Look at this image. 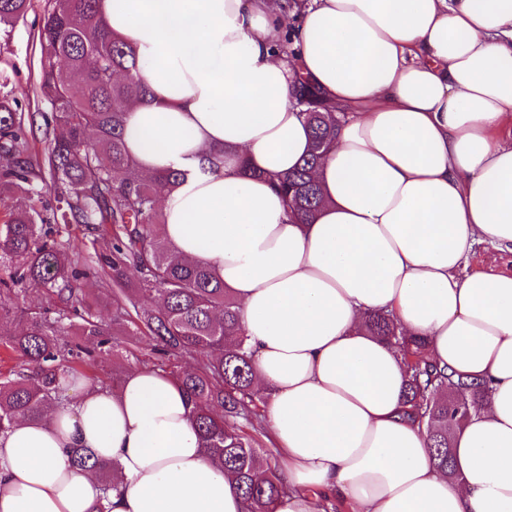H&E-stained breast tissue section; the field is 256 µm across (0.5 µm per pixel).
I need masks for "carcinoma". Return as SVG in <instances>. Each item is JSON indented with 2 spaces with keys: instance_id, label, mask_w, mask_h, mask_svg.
Returning <instances> with one entry per match:
<instances>
[{
  "instance_id": "1",
  "label": "carcinoma",
  "mask_w": 512,
  "mask_h": 512,
  "mask_svg": "<svg viewBox=\"0 0 512 512\" xmlns=\"http://www.w3.org/2000/svg\"><path fill=\"white\" fill-rule=\"evenodd\" d=\"M30 2L0 0V25L23 17ZM39 47V96L52 106V114L42 118L45 126L56 127L42 159L26 153L36 115L19 111L18 101L0 92V203L23 200L0 224V321L29 287L59 310L52 317L38 302L24 309L27 325L0 331L32 369L29 376L0 377V432L20 416L42 418L61 399L57 378L72 371V363L93 369L119 347L118 337L137 336L168 364L192 405L206 456L235 483L247 512H271L288 487L274 454L259 453L256 437L239 425L261 418V398L252 388V354L237 304L210 269L181 258L161 232L160 195L173 191L185 173L146 177L126 152V108L146 95L136 55L108 32L96 0H47ZM295 105L311 129V148L296 169L275 178V186L289 199L291 216L310 221L323 205L315 172L347 114L327 109L305 80L299 81ZM59 224H108L112 241L97 250L96 264H82L54 238ZM101 270L112 276L115 331L99 327L83 287ZM144 299L154 306H143ZM70 313L80 319L82 335L95 342L67 348L55 342ZM364 326L399 349L408 373L405 414L426 425L436 467L454 478L453 437L482 390L432 362L424 340L400 330L390 315L371 312ZM70 461L96 469L104 484L111 483L114 468L88 449H73Z\"/></svg>"
}]
</instances>
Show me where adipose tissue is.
<instances>
[{
	"mask_svg": "<svg viewBox=\"0 0 512 512\" xmlns=\"http://www.w3.org/2000/svg\"><path fill=\"white\" fill-rule=\"evenodd\" d=\"M99 11L150 89L128 108L129 157L188 172L161 201L163 237L239 306L288 486L273 512H512V274L459 272L477 244L512 252V0H307L288 60L272 0ZM300 75L347 115L311 224L273 184L310 145ZM370 312L487 384L456 479L404 419L402 356L366 333ZM59 382L42 419L0 433V512H244L168 374ZM75 448L112 461L118 490L71 468Z\"/></svg>",
	"mask_w": 512,
	"mask_h": 512,
	"instance_id": "1",
	"label": "adipose tissue"
}]
</instances>
